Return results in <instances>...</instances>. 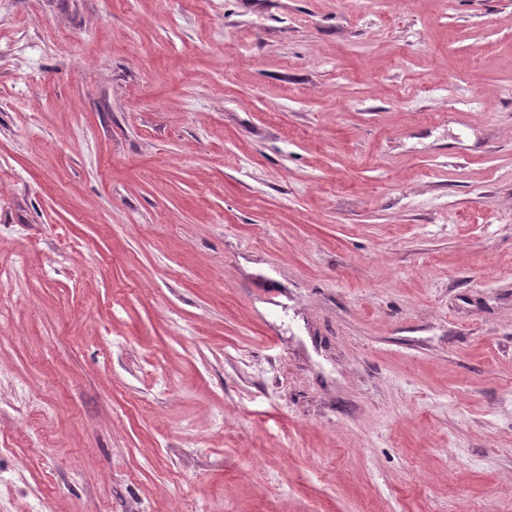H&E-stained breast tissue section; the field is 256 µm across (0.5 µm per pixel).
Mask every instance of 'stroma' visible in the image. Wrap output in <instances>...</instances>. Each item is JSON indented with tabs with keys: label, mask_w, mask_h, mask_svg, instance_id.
Returning a JSON list of instances; mask_svg holds the SVG:
<instances>
[{
	"label": "stroma",
	"mask_w": 512,
	"mask_h": 512,
	"mask_svg": "<svg viewBox=\"0 0 512 512\" xmlns=\"http://www.w3.org/2000/svg\"><path fill=\"white\" fill-rule=\"evenodd\" d=\"M0 512H512V0H0Z\"/></svg>",
	"instance_id": "stroma-1"
}]
</instances>
